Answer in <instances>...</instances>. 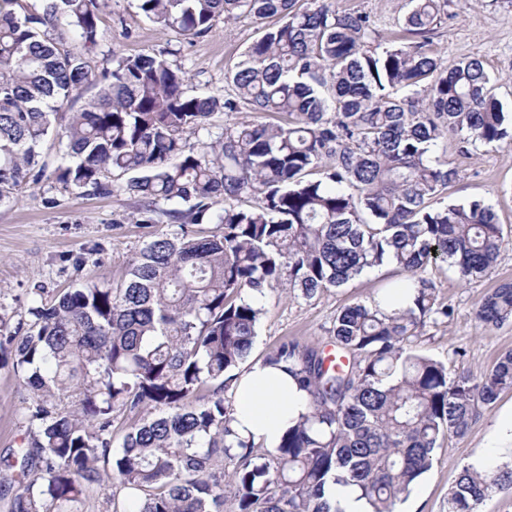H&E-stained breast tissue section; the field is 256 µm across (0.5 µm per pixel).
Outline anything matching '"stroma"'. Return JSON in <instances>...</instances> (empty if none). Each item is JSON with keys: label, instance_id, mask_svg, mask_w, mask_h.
Here are the masks:
<instances>
[{"label": "stroma", "instance_id": "obj_1", "mask_svg": "<svg viewBox=\"0 0 512 512\" xmlns=\"http://www.w3.org/2000/svg\"><path fill=\"white\" fill-rule=\"evenodd\" d=\"M337 10L368 14L374 41L388 46L405 38L406 0H335ZM277 18L243 17L217 25L205 36L187 39L163 33L138 11L134 0H112L100 22L101 39L88 55L91 73H98L103 54L123 56L167 51L171 63L188 75L196 94L233 97L225 80L246 48L260 39ZM431 48L444 61L477 58L493 76L497 98L512 112V0H452L445 18L431 36ZM432 155L457 167L459 179L448 188L449 200L463 203L482 198L493 205L499 223L512 226V148L481 146L461 154L452 139L436 142ZM138 201L124 193L94 196L80 189L59 191L42 185L15 191L0 204V317L8 328L28 323L31 291H60L81 284L119 283L127 264L148 240L135 224ZM439 304L452 308L450 322H429L414 340L415 349L451 363L458 373L479 375L512 350V323L485 328L475 318L481 300L499 283L512 280V244L500 253L493 273L462 280L445 264L425 272ZM391 265L364 271L347 284L304 298L300 290L280 282L262 298L263 315L249 360L258 362L284 339L307 342L327 339L344 307L368 304L395 279ZM32 393L13 372L0 369V456L27 441L20 411ZM512 408V391L469 428L464 439L449 437L434 452L431 469L401 504L400 512H447L448 491L464 465L498 445L497 420Z\"/></svg>", "mask_w": 512, "mask_h": 512}]
</instances>
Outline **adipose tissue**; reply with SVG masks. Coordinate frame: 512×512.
I'll return each instance as SVG.
<instances>
[{
    "label": "adipose tissue",
    "mask_w": 512,
    "mask_h": 512,
    "mask_svg": "<svg viewBox=\"0 0 512 512\" xmlns=\"http://www.w3.org/2000/svg\"><path fill=\"white\" fill-rule=\"evenodd\" d=\"M236 413L233 430L253 437L267 448H276L285 429L307 413L309 396L287 372L262 363L233 381Z\"/></svg>",
    "instance_id": "adipose-tissue-1"
}]
</instances>
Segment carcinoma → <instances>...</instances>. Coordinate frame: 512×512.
I'll return each instance as SVG.
<instances>
[{"label":"carcinoma","mask_w":512,"mask_h":512,"mask_svg":"<svg viewBox=\"0 0 512 512\" xmlns=\"http://www.w3.org/2000/svg\"><path fill=\"white\" fill-rule=\"evenodd\" d=\"M136 0L140 13L186 38L242 16L280 18L228 76L235 97L197 95L165 54L105 58L103 88L57 122L89 81L85 51L99 41L109 0H0V203L23 183L140 202L153 232L117 285H80L33 301L27 328L0 319V369L24 378L28 446L10 512H85L92 492L112 512H342L332 490L357 488L371 512L397 504L430 469L440 440L462 437L512 390V351L478 378L411 347L426 321L448 322L427 268L490 275L512 230L491 204L429 205L458 177L432 157L444 137L459 151L500 146L512 116L478 58L446 62L430 35L450 0H409L412 42L377 52L369 16L331 0ZM283 116L234 122L190 143L218 112ZM53 134L75 162L47 172ZM314 170L317 179L309 178ZM255 197L252 205L239 201ZM210 224L208 234L201 225ZM391 264L409 305L374 301L336 316L331 343L284 339L263 358L308 393L309 411L266 455L235 434L224 392L249 356L263 313L255 296L282 280L308 299ZM484 326L512 322V281L478 305ZM126 428L121 448L112 432ZM123 493L116 499L114 490ZM512 493V466L467 465L448 512H479Z\"/></svg>","instance_id":"1"}]
</instances>
